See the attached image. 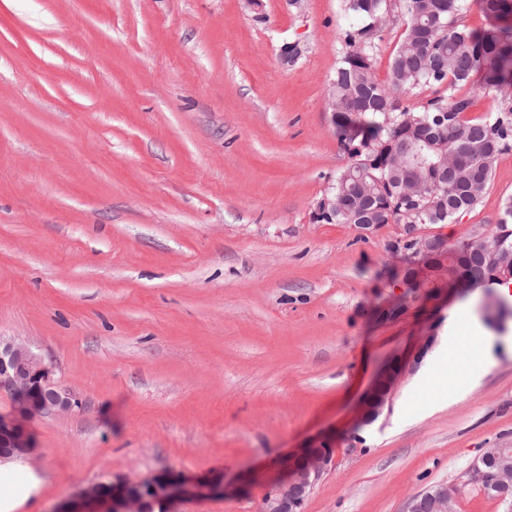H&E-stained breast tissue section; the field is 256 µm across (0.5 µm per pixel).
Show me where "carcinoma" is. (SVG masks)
Segmentation results:
<instances>
[{
    "instance_id": "obj_1",
    "label": "carcinoma",
    "mask_w": 512,
    "mask_h": 512,
    "mask_svg": "<svg viewBox=\"0 0 512 512\" xmlns=\"http://www.w3.org/2000/svg\"><path fill=\"white\" fill-rule=\"evenodd\" d=\"M486 25L458 22L466 0H399L405 29L391 55L385 82L373 75L375 41L389 0H343L352 21L329 84L327 101L339 141L350 161L328 187V195L353 210L363 207L378 224H445L454 209L472 210L490 183L498 157L512 150V0H479ZM470 85L498 101L482 117L465 119L473 101L460 93ZM426 88L434 96L407 107L398 95ZM428 123L447 141L448 155L419 136ZM414 174L425 196L400 195L398 182ZM512 250V198L490 235ZM448 272L462 269L453 288L490 287L500 282L496 265L463 243L444 249Z\"/></svg>"
}]
</instances>
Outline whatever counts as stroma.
<instances>
[{"label": "stroma", "instance_id": "stroma-1", "mask_svg": "<svg viewBox=\"0 0 512 512\" xmlns=\"http://www.w3.org/2000/svg\"><path fill=\"white\" fill-rule=\"evenodd\" d=\"M347 28L342 0H0V336L82 400L27 421L9 486L40 484L16 512L160 476L232 487L177 512H258L319 446L303 512L438 486L452 512H512L466 483L512 448V300L408 288L403 225L314 217L349 162L327 107ZM509 198L512 151L473 210L417 230L490 234ZM401 374L402 366L400 365H391L381 371L370 394L363 403L360 422L370 423L379 416L388 400L393 383ZM333 461L331 448H302L282 462L283 475L267 484L259 512H302L312 493Z\"/></svg>", "mask_w": 512, "mask_h": 512}]
</instances>
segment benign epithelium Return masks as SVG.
<instances>
[{"label":"benign epithelium","instance_id":"7a95c632","mask_svg":"<svg viewBox=\"0 0 512 512\" xmlns=\"http://www.w3.org/2000/svg\"><path fill=\"white\" fill-rule=\"evenodd\" d=\"M315 213L322 220L336 216V201L322 196L315 204ZM408 244L416 255L412 277L413 286L427 288L434 270L421 258L438 247L437 237L415 233V225H405ZM402 374V366L384 368L370 394L365 399L360 422L370 423L381 413L388 400L393 383ZM0 392L9 393L25 413H70L81 406L76 393L55 381L53 370L42 357L26 344L0 337ZM29 447L22 429L0 418V463L23 456ZM484 453L467 472V483L487 492L496 491L505 498L512 488V468L506 464L483 467ZM333 450L330 448H303L282 462V476L267 484L261 498L259 512H303L306 499L323 475L330 469ZM187 492L179 481L160 479L139 484L98 483L87 488L84 496L92 501H112L109 512H153V506H164ZM407 512H448V488L437 487L413 497Z\"/></svg>","mask_w":512,"mask_h":512}]
</instances>
